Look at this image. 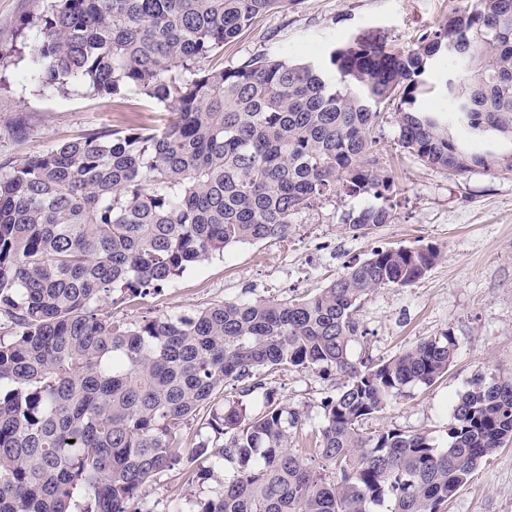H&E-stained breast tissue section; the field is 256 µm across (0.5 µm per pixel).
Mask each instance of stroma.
I'll return each mask as SVG.
<instances>
[{"label": "stroma", "mask_w": 512, "mask_h": 512, "mask_svg": "<svg viewBox=\"0 0 512 512\" xmlns=\"http://www.w3.org/2000/svg\"><path fill=\"white\" fill-rule=\"evenodd\" d=\"M471 2L288 0L281 11L225 45L224 60L235 63L264 53L317 61L362 32L408 50ZM166 113L136 96L115 103L82 89L65 97L42 91L27 79L25 64L13 65L0 72V164L22 163L92 129L127 121L151 125ZM372 137L380 167L397 185L389 201L390 223L366 235L354 233L344 222L346 214L375 205V198L329 195L294 216L287 239L229 247L163 288L113 305V320L189 315L224 301L309 297L374 250L432 244L442 256L417 283L384 288L362 300L351 356L376 363L428 338L451 335L455 358L447 377L408 388L364 425L368 433L396 428L444 442L460 394L478 378L512 376V173L478 168L455 175L424 164L401 146L398 114L390 105L382 108ZM264 380L304 416L306 424L291 449L310 457L321 403L342 387L343 376L276 370ZM219 484L215 478L190 487L169 472L147 492L162 505L184 504L215 495ZM448 512H512V444L474 470Z\"/></svg>", "instance_id": "1"}]
</instances>
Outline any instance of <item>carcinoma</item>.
Returning <instances> with one entry per match:
<instances>
[{"label":"carcinoma","instance_id":"1","mask_svg":"<svg viewBox=\"0 0 512 512\" xmlns=\"http://www.w3.org/2000/svg\"><path fill=\"white\" fill-rule=\"evenodd\" d=\"M0 66L28 61L37 87L81 86L172 108L159 129L91 130L0 166V512H158L146 488L178 470L190 486L234 468L222 493L168 512H442L477 466L512 442V377L482 378L454 405L442 447L423 432L363 431L408 387L448 373L452 336L378 363L355 362L369 294L421 279L430 244L381 248L305 299L225 301L191 317L116 322L147 294L239 243L288 237L292 218L343 190L387 199L371 131L399 102L401 146L433 167L487 168L469 130L512 129V0L474 4L407 52L362 33L319 63L257 53L207 69L224 44L286 0H41ZM451 112L421 105L443 55ZM382 207L348 229L390 221ZM345 377L323 403L314 466L290 452L301 415L265 393L258 411L212 405L265 371ZM218 435L184 447L203 409Z\"/></svg>","mask_w":512,"mask_h":512}]
</instances>
